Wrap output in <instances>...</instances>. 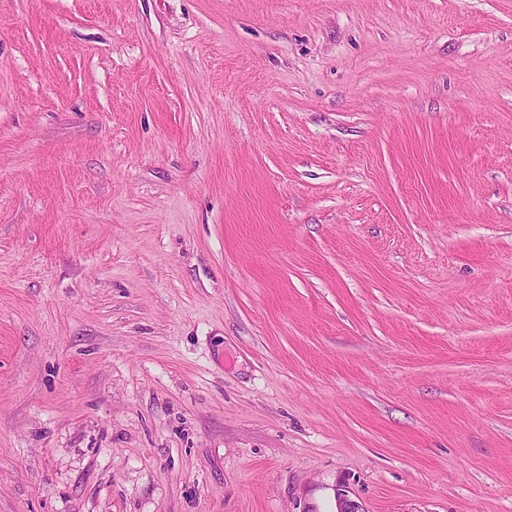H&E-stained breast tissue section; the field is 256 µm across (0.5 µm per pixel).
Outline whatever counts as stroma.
I'll return each mask as SVG.
<instances>
[{
	"label": "stroma",
	"mask_w": 512,
	"mask_h": 512,
	"mask_svg": "<svg viewBox=\"0 0 512 512\" xmlns=\"http://www.w3.org/2000/svg\"><path fill=\"white\" fill-rule=\"evenodd\" d=\"M512 512V0H0V512Z\"/></svg>",
	"instance_id": "1"
}]
</instances>
